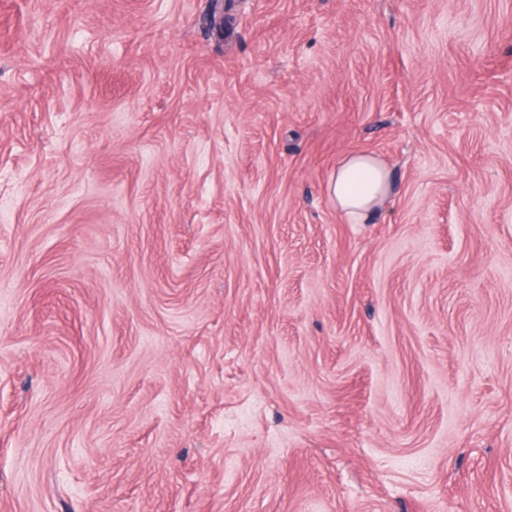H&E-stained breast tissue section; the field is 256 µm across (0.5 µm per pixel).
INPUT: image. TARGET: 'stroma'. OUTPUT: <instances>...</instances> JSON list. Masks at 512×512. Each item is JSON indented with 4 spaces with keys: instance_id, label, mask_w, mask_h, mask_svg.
Segmentation results:
<instances>
[{
    "instance_id": "stroma-1",
    "label": "stroma",
    "mask_w": 512,
    "mask_h": 512,
    "mask_svg": "<svg viewBox=\"0 0 512 512\" xmlns=\"http://www.w3.org/2000/svg\"><path fill=\"white\" fill-rule=\"evenodd\" d=\"M228 2L0 0V512H512V0ZM328 191L350 221L364 224L389 196L391 180L388 171L374 158L351 155L332 171Z\"/></svg>"
}]
</instances>
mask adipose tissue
Segmentation results:
<instances>
[{"mask_svg":"<svg viewBox=\"0 0 512 512\" xmlns=\"http://www.w3.org/2000/svg\"><path fill=\"white\" fill-rule=\"evenodd\" d=\"M328 191L350 221L363 224L389 196L391 180L388 171L374 158L351 155L332 171Z\"/></svg>","mask_w":512,"mask_h":512,"instance_id":"ef3b65f1","label":"adipose tissue"}]
</instances>
